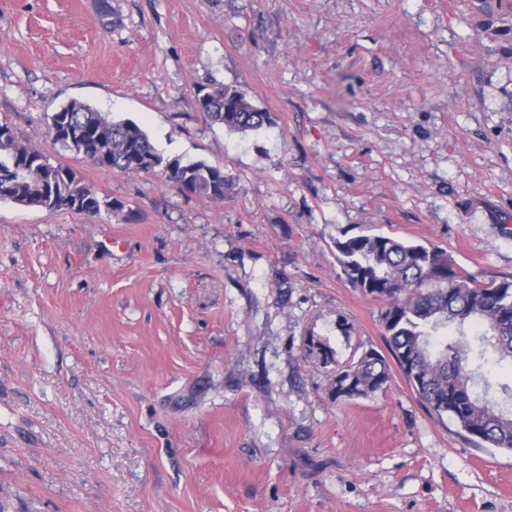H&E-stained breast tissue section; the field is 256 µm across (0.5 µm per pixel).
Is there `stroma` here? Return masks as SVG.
<instances>
[{
    "instance_id": "obj_1",
    "label": "stroma",
    "mask_w": 512,
    "mask_h": 512,
    "mask_svg": "<svg viewBox=\"0 0 512 512\" xmlns=\"http://www.w3.org/2000/svg\"><path fill=\"white\" fill-rule=\"evenodd\" d=\"M222 85L270 125L199 112ZM73 101L223 167V200L63 150ZM0 123L122 204L0 202L11 512H512V452L397 370L334 400L305 355L388 351L342 235L512 279V0H0Z\"/></svg>"
}]
</instances>
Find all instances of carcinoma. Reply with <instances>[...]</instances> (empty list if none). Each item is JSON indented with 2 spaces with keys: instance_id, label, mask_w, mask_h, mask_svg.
Instances as JSON below:
<instances>
[{
  "instance_id": "cac0c4a2",
  "label": "carcinoma",
  "mask_w": 512,
  "mask_h": 512,
  "mask_svg": "<svg viewBox=\"0 0 512 512\" xmlns=\"http://www.w3.org/2000/svg\"><path fill=\"white\" fill-rule=\"evenodd\" d=\"M196 105L211 121L233 131H255L269 123L268 113L227 86L198 94ZM56 118L85 129L84 141L74 145L54 138L76 155L90 153L91 127L106 125L109 154L94 162L101 169L148 173L166 168L146 132L131 120L110 119L77 101L51 116ZM12 145L16 169L0 172L1 202L57 211L68 208L62 200L79 195L84 204L77 211L86 214L103 203L113 204L68 178L71 168L51 163L43 152L15 138ZM175 166L194 192L224 199L230 183L224 168L204 161ZM336 250L348 282L382 303L387 347L417 394L476 445L512 451V382L496 371L504 363L512 366V280L477 281L458 269L446 251L383 234L338 239ZM307 355L319 367L332 368L336 400L382 393L391 379L390 365L373 349L341 363L327 342L311 337Z\"/></svg>"
}]
</instances>
